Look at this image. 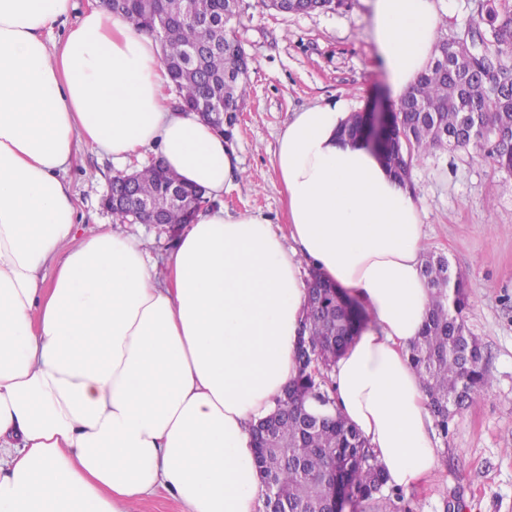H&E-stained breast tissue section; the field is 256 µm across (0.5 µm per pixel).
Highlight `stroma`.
<instances>
[{"instance_id": "35a3bbf8", "label": "stroma", "mask_w": 512, "mask_h": 512, "mask_svg": "<svg viewBox=\"0 0 512 512\" xmlns=\"http://www.w3.org/2000/svg\"><path fill=\"white\" fill-rule=\"evenodd\" d=\"M373 0L337 10L276 13L245 0L234 27L251 58L243 112L225 139L242 179L220 201L230 213H258L288 231L285 187L275 157L294 112L345 102L350 112H388V75L372 35ZM120 170L93 147L67 174L82 233L112 221L102 204ZM411 186L421 201L425 251L445 256L468 283L466 324L483 348L491 388L473 397L436 437L438 463L427 486L407 490L410 512H512V174L488 152L437 147L415 157ZM163 260L177 225H122Z\"/></svg>"}]
</instances>
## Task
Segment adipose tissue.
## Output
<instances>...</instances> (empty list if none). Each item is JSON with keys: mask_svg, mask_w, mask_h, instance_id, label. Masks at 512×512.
Here are the masks:
<instances>
[{"mask_svg": "<svg viewBox=\"0 0 512 512\" xmlns=\"http://www.w3.org/2000/svg\"><path fill=\"white\" fill-rule=\"evenodd\" d=\"M70 0H0V512H263L251 428L295 373L316 268L367 324L331 367L334 407L411 489L437 465L409 346L429 303L422 209L347 107L294 114L276 166L289 237L258 214H197L164 264L105 229L79 236L65 175L79 146L124 165L143 148L219 197L234 150L164 91L161 48ZM434 0H374L373 39L400 101L433 56ZM73 7L69 11L64 23H57L49 32V39L57 41L63 36L66 27L75 24L83 15V13L89 8L90 2L88 0H73Z\"/></svg>", "mask_w": 512, "mask_h": 512, "instance_id": "1", "label": "adipose tissue"}]
</instances>
